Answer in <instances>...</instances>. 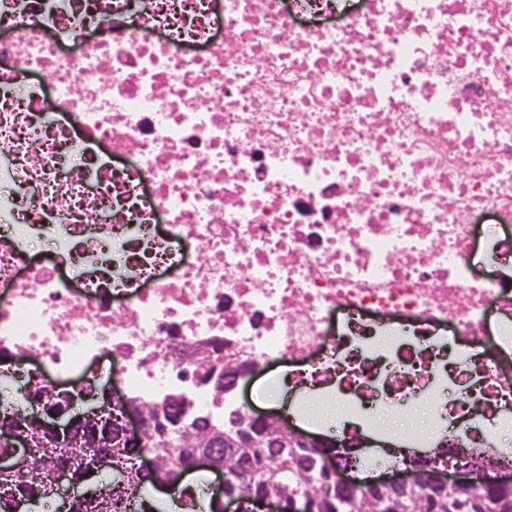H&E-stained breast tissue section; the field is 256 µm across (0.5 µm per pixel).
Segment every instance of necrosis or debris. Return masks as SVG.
I'll list each match as a JSON object with an SVG mask.
<instances>
[{
  "label": "necrosis or debris",
  "mask_w": 512,
  "mask_h": 512,
  "mask_svg": "<svg viewBox=\"0 0 512 512\" xmlns=\"http://www.w3.org/2000/svg\"><path fill=\"white\" fill-rule=\"evenodd\" d=\"M511 227L512 0H0V359L53 372L1 414L249 417L206 374L285 359L512 469Z\"/></svg>",
  "instance_id": "obj_1"
}]
</instances>
